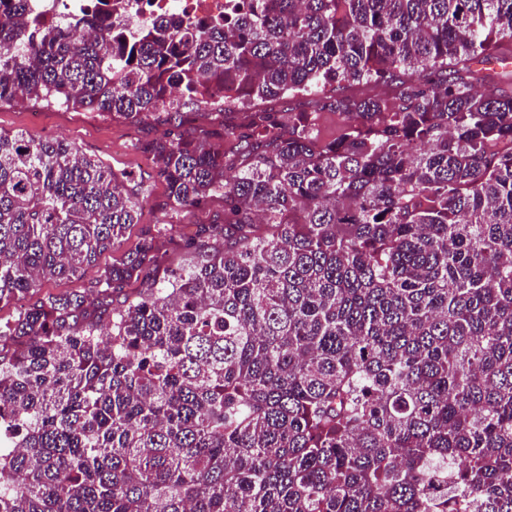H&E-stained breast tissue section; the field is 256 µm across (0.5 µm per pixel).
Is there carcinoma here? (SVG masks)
Here are the masks:
<instances>
[{
    "mask_svg": "<svg viewBox=\"0 0 512 512\" xmlns=\"http://www.w3.org/2000/svg\"><path fill=\"white\" fill-rule=\"evenodd\" d=\"M512 0H236L125 37L0 0V103L101 112L170 209L224 203L159 267L145 190L64 140L0 133V512H512ZM393 87L355 96L344 84ZM316 96L344 117L255 102ZM241 110L198 128L183 101ZM233 142L229 152L211 141ZM108 317L102 324L101 316Z\"/></svg>",
    "mask_w": 512,
    "mask_h": 512,
    "instance_id": "1",
    "label": "carcinoma"
}]
</instances>
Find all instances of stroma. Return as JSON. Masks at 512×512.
I'll list each match as a JSON object with an SVG mask.
<instances>
[{
  "mask_svg": "<svg viewBox=\"0 0 512 512\" xmlns=\"http://www.w3.org/2000/svg\"><path fill=\"white\" fill-rule=\"evenodd\" d=\"M18 131L36 139L67 140L84 155L110 165L115 172H127L141 179L147 190V200L138 221L128 226L120 248L103 253L81 280L47 281L44 293L65 295L88 291L103 268L110 266L123 252L134 249L146 235L154 233L156 225H172L173 240L167 245L164 267L150 270L147 278L125 284V295L134 296L147 287L150 280L162 279L167 271L180 269L185 264L188 255L179 242L183 234L194 232L198 225L212 223L223 215L219 204L209 202L190 209L164 208L166 185L157 174L152 156L139 147L141 141L163 135L165 127L158 122L151 120L132 125L97 112L43 107L27 101L0 104V132L12 134Z\"/></svg>",
  "mask_w": 512,
  "mask_h": 512,
  "instance_id": "35a3bbf8",
  "label": "stroma"
}]
</instances>
